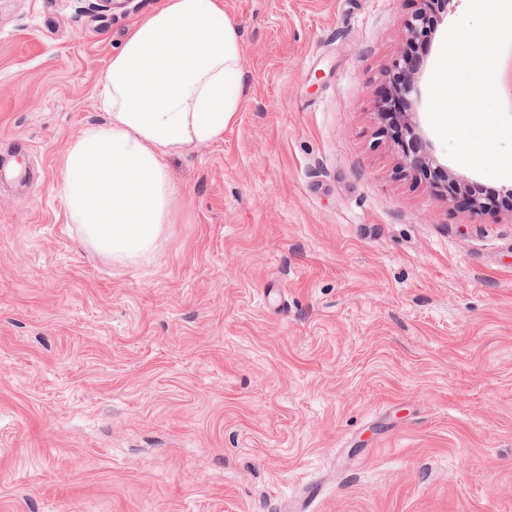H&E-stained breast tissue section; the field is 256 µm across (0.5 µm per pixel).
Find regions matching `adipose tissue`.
Returning <instances> with one entry per match:
<instances>
[{
	"instance_id": "ef3b65f1",
	"label": "adipose tissue",
	"mask_w": 512,
	"mask_h": 512,
	"mask_svg": "<svg viewBox=\"0 0 512 512\" xmlns=\"http://www.w3.org/2000/svg\"><path fill=\"white\" fill-rule=\"evenodd\" d=\"M102 85L105 120L72 142L55 189L82 246L138 263L181 200L167 159L220 140L240 110V33L224 0H163L129 29Z\"/></svg>"
}]
</instances>
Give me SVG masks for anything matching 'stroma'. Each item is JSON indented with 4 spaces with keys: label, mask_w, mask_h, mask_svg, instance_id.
<instances>
[{
    "label": "stroma",
    "mask_w": 512,
    "mask_h": 512,
    "mask_svg": "<svg viewBox=\"0 0 512 512\" xmlns=\"http://www.w3.org/2000/svg\"><path fill=\"white\" fill-rule=\"evenodd\" d=\"M0 0V512H512V184L406 105L471 215L403 170L377 102L415 0H224L246 95L169 158L153 259L77 243L59 162L162 0Z\"/></svg>",
    "instance_id": "1"
}]
</instances>
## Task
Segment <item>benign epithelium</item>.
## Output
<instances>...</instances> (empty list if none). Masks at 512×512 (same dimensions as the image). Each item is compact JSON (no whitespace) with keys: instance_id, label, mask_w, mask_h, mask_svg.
Returning a JSON list of instances; mask_svg holds the SVG:
<instances>
[{"instance_id":"7a95c632","label":"benign epithelium","mask_w":512,"mask_h":512,"mask_svg":"<svg viewBox=\"0 0 512 512\" xmlns=\"http://www.w3.org/2000/svg\"><path fill=\"white\" fill-rule=\"evenodd\" d=\"M455 0H420V7L405 23L406 44L387 70L388 84L384 98L378 107V115L385 122L387 135L402 151L404 168L412 175L432 184L438 176L432 165L433 158L426 151L427 143L417 132L415 125L404 118L402 107L412 96H419L416 75L420 60L416 56L418 44L431 38L440 22L439 10H448ZM451 197H459L461 203L478 214L486 208L489 198L468 190L448 187Z\"/></svg>"}]
</instances>
